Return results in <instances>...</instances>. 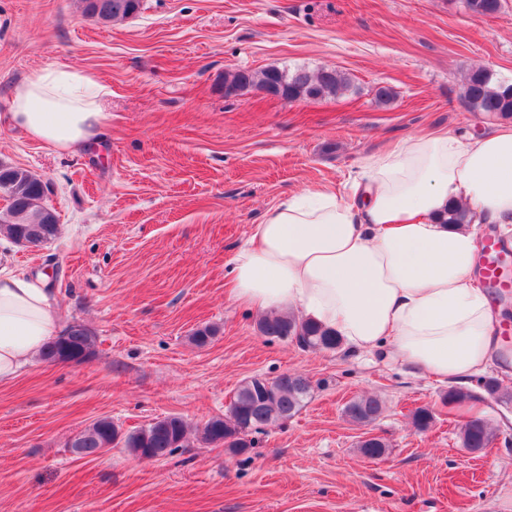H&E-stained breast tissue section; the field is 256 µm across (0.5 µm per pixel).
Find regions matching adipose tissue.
Listing matches in <instances>:
<instances>
[{
    "label": "adipose tissue",
    "mask_w": 512,
    "mask_h": 512,
    "mask_svg": "<svg viewBox=\"0 0 512 512\" xmlns=\"http://www.w3.org/2000/svg\"><path fill=\"white\" fill-rule=\"evenodd\" d=\"M107 94L92 74L48 65L13 86L0 117L76 155L98 142ZM452 204L467 223H445ZM479 224H512V125L417 135L365 159L348 198L328 187L288 197L237 251L231 293L262 313L312 320L353 351L466 386L506 358L500 314L475 276ZM61 330L43 277L0 273V385Z\"/></svg>",
    "instance_id": "adipose-tissue-1"
}]
</instances>
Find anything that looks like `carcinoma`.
<instances>
[{"instance_id": "1", "label": "carcinoma", "mask_w": 512, "mask_h": 512, "mask_svg": "<svg viewBox=\"0 0 512 512\" xmlns=\"http://www.w3.org/2000/svg\"><path fill=\"white\" fill-rule=\"evenodd\" d=\"M84 16L102 24L124 21L141 9L142 0H80ZM464 8L472 15L493 16L502 9V0H463ZM282 79L286 100L322 99L334 97L349 90L348 76L335 69H322L313 74L298 69L288 75L277 67L260 73L238 70L225 76L232 87L261 88ZM462 97L467 108L480 115L497 119H512V83L496 81L485 68L478 67L466 74ZM0 192L6 206L0 209V236L17 240L20 231L54 241L59 234L58 224H27L22 213L31 206L46 202L42 179L31 171L0 164ZM259 332L276 339H291L303 350H335L341 346L336 334L307 320L288 315L264 316L258 323ZM95 336L80 323L68 326L41 354L49 362L79 363L94 354ZM307 378L298 374H283L263 384L259 376L244 381L231 402L228 413L215 416L197 430L195 440L201 447L224 446L232 454H244L253 447L250 436L262 427L286 420L300 411L310 395ZM481 399L472 390L451 387L444 400L450 405L463 406ZM383 411V403L375 395L350 401L345 415L353 422L369 424ZM190 429L179 416H165L139 430L124 433L112 419L102 417L81 431L74 443L76 454L82 457L99 455L110 448H124L131 455L145 458L165 457L181 448L190 447ZM493 440V431L482 417H470L462 425V447L484 450Z\"/></svg>"}]
</instances>
